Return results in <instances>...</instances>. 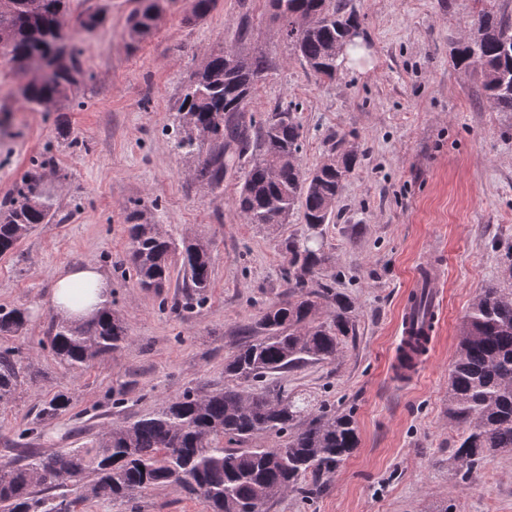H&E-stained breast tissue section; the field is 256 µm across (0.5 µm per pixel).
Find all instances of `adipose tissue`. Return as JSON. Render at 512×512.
Segmentation results:
<instances>
[{"instance_id": "1", "label": "adipose tissue", "mask_w": 512, "mask_h": 512, "mask_svg": "<svg viewBox=\"0 0 512 512\" xmlns=\"http://www.w3.org/2000/svg\"><path fill=\"white\" fill-rule=\"evenodd\" d=\"M111 283L92 265L65 267L55 276L51 302L55 313L67 321H83L108 307Z\"/></svg>"}]
</instances>
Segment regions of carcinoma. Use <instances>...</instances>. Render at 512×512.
Returning <instances> with one entry per match:
<instances>
[{"mask_svg": "<svg viewBox=\"0 0 512 512\" xmlns=\"http://www.w3.org/2000/svg\"><path fill=\"white\" fill-rule=\"evenodd\" d=\"M0 9V55L26 73L57 41L69 0H10ZM276 16L287 21L285 34L300 62L320 78L338 72L334 46L347 31L360 28L346 10V0H271ZM318 17L308 30L297 20ZM156 19V0H142L132 33L148 34ZM456 61L476 70L482 88L498 110L512 112V19L480 11L470 25V38ZM273 68L262 54L227 66L225 49L212 54L184 89L180 121L192 119L208 131L214 149L199 170L206 184L218 188L228 170L246 155L236 204L249 224H277L279 214L302 209L308 228L330 223L357 156L331 148L315 177L300 167L301 125L288 109L271 113L257 126L246 118L247 106L237 99L251 96ZM82 70L75 53L46 78L25 83L23 98L48 107L79 82ZM39 161L25 174L17 194L0 204V255L13 252L36 225L55 215L49 196L38 192ZM128 263L140 287L156 290L182 272L187 299L201 301L211 286L209 245L177 241L158 225L141 223L135 210L127 226ZM288 264V299L273 304L245 334V343L224 361L222 390H187L164 401L136 420L108 426L86 448L42 455L29 447L37 427L18 434L16 455L0 465V512H72L79 501L125 499L159 485L175 484L202 499L209 512H266L273 498L289 491L310 494L320 478L334 473L358 445L351 416L317 410L311 401L284 386L269 389L276 374L308 361L336 360L345 338L355 334L348 298L322 281L330 262L321 245L309 237L283 243ZM321 309L330 321L315 320ZM29 318L27 309L0 307V334L16 336ZM129 340L125 322L112 309L80 322H51L47 342L57 361L81 369L97 357L113 353ZM23 366L10 350L0 353V405L11 402L21 384ZM252 382L249 392L240 382ZM69 405L58 394L46 401L39 421L55 419ZM448 420L458 432L454 466L469 477L492 452L512 453V288L496 283L481 290L462 323L454 363L448 375ZM269 434L280 442L266 448L252 445ZM231 447H224V443ZM75 491L74 499L53 491Z\"/></svg>", "mask_w": 512, "mask_h": 512, "instance_id": "1", "label": "carcinoma"}]
</instances>
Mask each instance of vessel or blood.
I'll list each match as a JSON object with an SVG mask.
<instances>
[{
    "instance_id": "obj_1",
    "label": "vessel or blood",
    "mask_w": 512,
    "mask_h": 512,
    "mask_svg": "<svg viewBox=\"0 0 512 512\" xmlns=\"http://www.w3.org/2000/svg\"><path fill=\"white\" fill-rule=\"evenodd\" d=\"M443 269L437 264L419 268L406 295L399 336L392 358V374L400 383L414 381L427 364L439 320Z\"/></svg>"
}]
</instances>
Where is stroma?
<instances>
[{"instance_id":"35a3bbf8","label":"stroma","mask_w":512,"mask_h":512,"mask_svg":"<svg viewBox=\"0 0 512 512\" xmlns=\"http://www.w3.org/2000/svg\"><path fill=\"white\" fill-rule=\"evenodd\" d=\"M348 2L369 60H340L331 81L301 64L270 0H216L201 18L191 0H158L154 27L142 37L130 34L140 0H70L67 32L81 50L83 77L48 109L23 99L25 76L0 57V200L38 159L59 216L0 256V306L29 312L22 334L0 335V351L13 350L25 367L15 400L0 405V461L60 393L70 408L36 440L43 452L82 447L112 422L137 419L184 391L223 388L224 360L243 342V327L284 299L282 243L306 235L301 213L284 224L246 223L235 204L243 169L213 189L198 177L208 146L189 156L174 148L184 86L211 53L234 48L272 61L248 111L259 123L279 108L294 113L304 170L326 159L333 136L358 154L332 222L319 230L332 258L325 273L350 299L356 333L336 361L280 377L313 404L350 414L358 446L319 491L280 495L268 512H512V453L490 455L461 479L448 421L462 318L512 263V112L486 99L478 73L457 65L455 50L478 11L512 16V0ZM89 12L105 18L91 31L80 25ZM62 127L69 137L59 136ZM134 210L162 231L208 242L212 278L203 302L185 308L177 273L162 294L139 287L124 263ZM431 261L446 271L435 344L418 378L403 385L391 370L397 322L417 270ZM86 264L110 277V306L131 341L71 370L42 340L57 269ZM123 382L129 391L113 405L112 388ZM77 512L207 507L164 485L123 501H86Z\"/></svg>"}]
</instances>
